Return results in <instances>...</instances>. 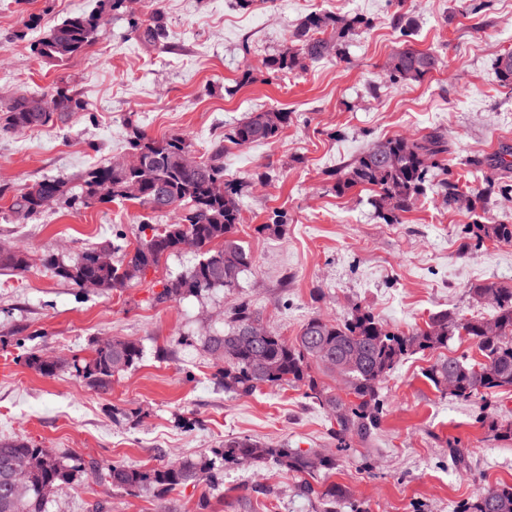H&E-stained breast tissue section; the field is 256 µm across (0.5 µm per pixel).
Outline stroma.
<instances>
[{
  "mask_svg": "<svg viewBox=\"0 0 512 512\" xmlns=\"http://www.w3.org/2000/svg\"><path fill=\"white\" fill-rule=\"evenodd\" d=\"M99 7L100 0H0V99L63 82L86 104L48 125L0 134V186L60 177L77 187L86 169L123 157L136 128L157 139L186 134L206 159L225 129L249 112L282 107L293 121L277 141L224 151L225 178L253 183L240 198L237 233L252 264L233 290L158 301L164 285L193 266L194 253L184 250L127 287L75 288L47 271L43 256L69 260L119 233L136 246L146 210L61 204L20 223L11 196L0 195V243L20 246L30 258L25 273L0 269V442L18 439L59 455L149 469L248 436L275 448L335 454L336 467L310 477L309 494L300 477L274 464L220 461L221 484L135 496L83 476L54 492L49 512H94L99 503L104 512H199L203 501L206 512H323L317 493L332 483L351 493L336 512H456L480 486L512 485V441L480 422L488 416L512 423V390L465 402L425 377L437 356L474 354L468 340L402 359L383 384L379 425L351 435L344 451L327 411L302 389L264 386L236 396L216 378L206 348L242 299L290 340L309 318L339 321L357 303L398 330L440 310L491 317L492 308L470 289L485 280L512 284V245L468 237L472 214L439 199L447 175L475 186L464 159L512 147V90L500 86L494 70L499 51L512 47V0H489L477 12L460 9L457 0H407V40L440 55L443 65L425 82L403 87L384 71L407 41L393 25L395 0H258L246 10L232 0H139L135 13L104 12V38L69 61L33 54L48 29ZM157 10L166 35L155 45L141 43L129 21ZM312 12L360 14L373 26L349 39L342 57L269 74L264 58L284 51L289 31ZM247 66L253 80L243 85ZM431 131L445 135L450 169L433 172L425 196L399 223L376 216L371 191H333V171L373 141ZM275 210L288 214L277 233L264 228ZM106 336L137 341L143 350L106 391L67 369L42 376L24 361L30 351L66 362L87 358Z\"/></svg>",
  "mask_w": 512,
  "mask_h": 512,
  "instance_id": "obj_1",
  "label": "stroma"
}]
</instances>
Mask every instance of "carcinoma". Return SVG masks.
<instances>
[{
    "label": "carcinoma",
    "instance_id": "1",
    "mask_svg": "<svg viewBox=\"0 0 512 512\" xmlns=\"http://www.w3.org/2000/svg\"><path fill=\"white\" fill-rule=\"evenodd\" d=\"M396 19L406 40L389 58L387 76L393 84H420L439 69L440 59L410 44L412 23L405 20V14L398 13ZM103 26L99 12L69 17L38 40L33 53L52 61H67L92 46L103 35ZM371 27V20L361 15L312 12L289 32L288 48L265 59L264 67L274 75L304 71L318 60L341 54L348 39ZM132 32L141 41L157 43L164 35L162 15L155 11L147 21L132 23ZM496 73L502 86L512 87V52L498 57ZM46 94L56 104L55 112L48 116L37 111L38 97L25 92L0 103V133L43 126L55 116L61 119L86 110L85 103L66 86L55 84ZM291 121L292 113L285 108L252 112L224 131V141L241 147L274 142ZM223 152L224 147L218 145L208 159L183 165L181 156L194 154L188 136L172 134L156 139L136 130L123 162L90 168L81 177L79 195L70 193L64 179L43 178L18 189L10 211L19 221L34 219L44 212L43 196L53 195L57 201L71 206L78 203L88 208L95 203L132 202L158 212L156 199L162 194L167 198L166 211L174 214V219L151 228V236L133 249L104 242L84 249L72 261L48 254L43 266L77 288L96 278L101 289L116 290L158 265L162 257L182 250L183 239L189 236L198 261L187 275L168 282L158 300L183 294L200 295L214 288H235L240 274L251 264L249 252L237 238L238 225L242 223L239 198L245 184L224 179V166L220 163ZM511 155L512 149L508 147L498 153L493 163L479 157L464 162L483 173L481 185L472 190L468 199L471 211H476L478 204L485 208L492 198L512 192V185L505 182V174L512 170ZM434 169L448 170V142L441 134L433 131L418 137L395 135L373 142L353 162L335 171L333 190L339 196L360 187L372 190L379 218L395 224L416 206ZM442 193L444 203L454 208L460 200L458 182L445 181ZM466 234L479 241L512 244V224L477 219L467 226ZM102 249L122 253L120 262L99 265L96 255ZM0 266L22 274L29 269L28 254L19 247L0 249ZM471 294L493 307L492 318H462L441 310L421 326L395 332L356 304L341 321L309 319L291 342L271 330L265 336L247 335L246 326L259 319L260 314L242 302L232 310L228 329L209 337L207 347L214 358L224 363L218 370L224 388L239 395H249L262 386L305 389L307 397L334 417V438L339 448L344 449L350 435H364L377 424L384 409L381 385L401 358L446 348L456 336L467 337L481 360L459 356L435 362L426 378L436 390L468 400L512 388V285L485 281L471 288ZM140 357L141 349L136 342L114 338L112 345L95 347L90 358L73 364V368L88 386L105 390L115 374L131 368ZM25 363L48 377L62 367V363H49L33 351L26 354ZM340 371L347 377L344 398L317 377L319 373L335 375ZM216 454L226 463L247 460L262 465L272 459L296 475L315 473L310 454L292 448H270L247 436L224 440ZM15 458L24 461V471L13 486L5 480L4 471ZM81 473L93 475L130 495L149 488L173 489L204 479L214 485L222 481L221 473L206 456L141 469L123 463L104 465L79 457L63 459L45 448L12 441L0 444V512H47L49 496L73 483ZM347 496L346 488L336 484L321 492V497L331 505ZM457 512H512V485L482 486L471 499L459 505Z\"/></svg>",
    "mask_w": 512,
    "mask_h": 512
}]
</instances>
